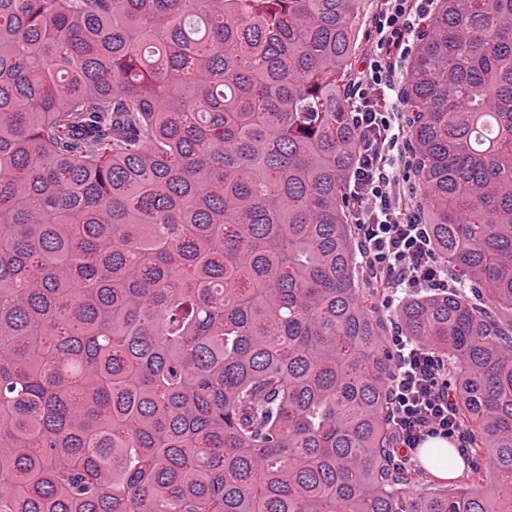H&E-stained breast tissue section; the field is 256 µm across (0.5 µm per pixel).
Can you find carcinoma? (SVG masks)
<instances>
[{
	"label": "carcinoma",
	"instance_id": "obj_1",
	"mask_svg": "<svg viewBox=\"0 0 512 512\" xmlns=\"http://www.w3.org/2000/svg\"><path fill=\"white\" fill-rule=\"evenodd\" d=\"M365 0H0V512H512V0L402 80L470 485L405 486L357 255Z\"/></svg>",
	"mask_w": 512,
	"mask_h": 512
}]
</instances>
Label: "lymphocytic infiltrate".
<instances>
[{"label":"lymphocytic infiltrate","instance_id":"obj_1","mask_svg":"<svg viewBox=\"0 0 512 512\" xmlns=\"http://www.w3.org/2000/svg\"><path fill=\"white\" fill-rule=\"evenodd\" d=\"M436 0H382L371 24L374 41L354 70L347 109L357 133V159L349 180L350 220L370 277L381 282L382 307L397 292L443 290L448 273L423 224L405 198L410 161L400 122L404 102L399 70ZM395 372L389 380L391 423L401 457L428 437L466 438L448 393V365L437 352L414 345L403 332L391 339Z\"/></svg>","mask_w":512,"mask_h":512}]
</instances>
